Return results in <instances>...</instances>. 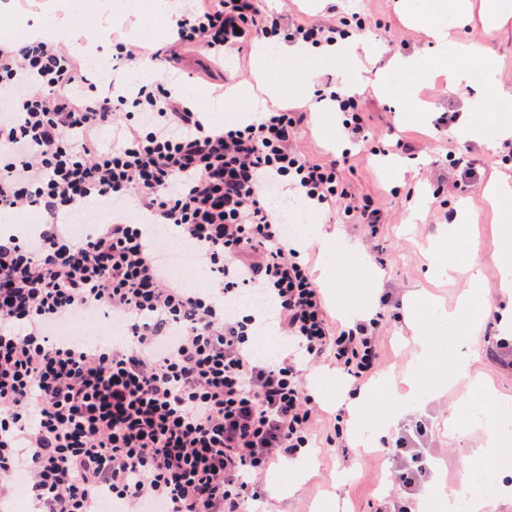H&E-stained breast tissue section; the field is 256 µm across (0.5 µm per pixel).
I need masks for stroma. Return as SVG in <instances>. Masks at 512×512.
<instances>
[{
    "mask_svg": "<svg viewBox=\"0 0 512 512\" xmlns=\"http://www.w3.org/2000/svg\"><path fill=\"white\" fill-rule=\"evenodd\" d=\"M48 0H0V26L10 30L15 39H23L27 28L41 14ZM345 13L359 14L367 23L362 38L368 46L365 57L355 62L361 81L357 95L365 100L369 111V143L392 138L411 143L414 156H398L402 173L386 170L382 156L361 151L351 157L354 172L350 179L356 196H371L383 213L377 240V252H370L351 225L341 223L334 214L315 213L314 223L325 224L336 233L333 253H326L317 242H310V257L316 280H323L329 259L344 263L354 258L353 275L339 286L337 295L327 296L332 321L341 322L359 314L369 279L379 276L383 291L391 293L401 308H408L418 295H430L444 309H454L462 292L468 287L465 276L448 279L441 276L431 254V245L446 215L457 214L459 206H467L470 223L465 239L475 246L481 262V291L487 295L477 330L464 337L458 352L468 361V377L449 387L448 391L423 401L410 402L400 423L415 419L427 428L432 456L431 484L452 493L458 488L457 467L471 455L483 440L479 431L452 433L448 421L460 401L469 394L471 383L478 382L497 396L512 401V367L502 366L489 354L493 341L499 340L504 325L505 308L512 306V297L499 290V258L504 245L496 233L498 215L486 202L483 190L495 175L512 178V139L490 144L463 135L443 136L435 129L440 113L454 110L458 122L473 115L474 105L485 95L481 80L455 89H448L442 77L430 75L420 84L417 95L428 105L426 121H419L398 100L380 94L376 81L398 56H415L428 61L437 54V47L418 23L401 19L395 0H343ZM454 38L476 43L481 63L492 64L496 70L499 96L505 106L512 107V22L497 27L473 22L454 31ZM256 46L226 61L208 59L194 48H179L180 61L170 74L185 83L194 98L214 107L218 124L231 125L247 113L269 107L288 108L306 113L299 126L295 145L315 161L340 156V148L332 146L321 132L324 105L316 97L294 99L269 97L254 70ZM455 151L457 158L478 161L480 177L466 194H447L445 199L433 196V184L439 172L438 160L446 151ZM407 322H387L379 337L383 368L380 372L397 394H406L410 374L412 348ZM346 449L317 448V466L313 474L289 490L290 477L283 465H275L265 476L267 496L260 503L261 512H316L319 502L328 500L333 512H375L379 497L391 494L390 464L381 447V427L374 422L349 427Z\"/></svg>",
    "mask_w": 512,
    "mask_h": 512,
    "instance_id": "obj_1",
    "label": "stroma"
}]
</instances>
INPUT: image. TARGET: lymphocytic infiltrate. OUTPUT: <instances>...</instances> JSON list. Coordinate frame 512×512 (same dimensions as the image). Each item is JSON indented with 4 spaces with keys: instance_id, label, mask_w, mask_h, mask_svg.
Returning a JSON list of instances; mask_svg holds the SVG:
<instances>
[{
    "instance_id": "f902f5d3",
    "label": "lymphocytic infiltrate",
    "mask_w": 512,
    "mask_h": 512,
    "mask_svg": "<svg viewBox=\"0 0 512 512\" xmlns=\"http://www.w3.org/2000/svg\"><path fill=\"white\" fill-rule=\"evenodd\" d=\"M363 27L340 12L287 24L261 0H189L172 31L223 59L261 35L322 48ZM316 95L349 139L367 141L363 99L328 86ZM305 119L272 108L218 125L167 80L102 92L73 51L0 41V212L37 206L44 217L37 237L0 233V512L20 476L37 512H101L106 494L120 512H250L270 466L315 445L304 367H336L357 388L377 373V333L401 320L398 305L384 295L374 312L332 324L266 204L288 188L378 234L381 211L353 198L346 160L295 148ZM98 200L149 221L74 239L64 216ZM184 245L209 288L161 263L159 247ZM270 310L288 344L272 358L255 345ZM79 313L125 331L108 346L56 339ZM384 453L396 495L377 512H408L426 453L408 424Z\"/></svg>"
}]
</instances>
